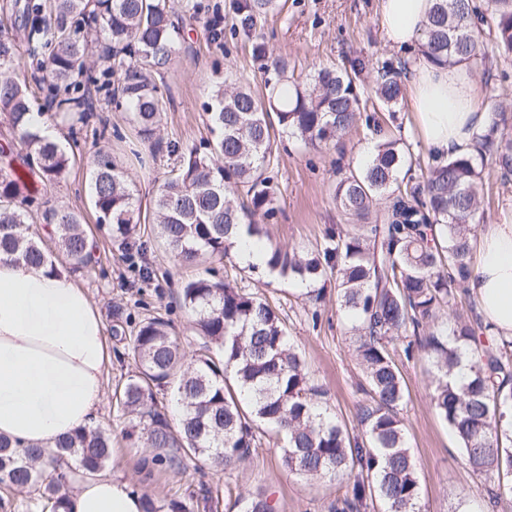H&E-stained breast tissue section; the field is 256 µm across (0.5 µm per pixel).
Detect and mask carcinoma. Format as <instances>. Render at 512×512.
Instances as JSON below:
<instances>
[{"instance_id":"obj_1","label":"carcinoma","mask_w":512,"mask_h":512,"mask_svg":"<svg viewBox=\"0 0 512 512\" xmlns=\"http://www.w3.org/2000/svg\"><path fill=\"white\" fill-rule=\"evenodd\" d=\"M179 0H13L10 16L25 21L36 37L33 55L42 70L41 94L30 89L17 42L0 21V113L17 151H0V255L21 266L58 270L61 259L73 272L100 266L96 241L82 215L60 206L43 213L45 236L28 233L46 188L74 165L77 139L66 146L43 135L46 112L69 124L88 125L86 91L108 87L109 103L129 111L137 134L175 164L158 187L151 223L158 238L183 264L221 261L241 245V233L261 241L259 221L275 218L276 131L317 147L336 141L361 114L362 100L346 73L322 68L304 82L288 75V60L271 61L275 81L265 92L218 83L207 111L211 140L204 149L163 142L156 131L166 102L151 74H159L179 50L175 22ZM279 8V0H238L241 23ZM490 15L474 0H434L423 25L422 53L438 65L472 63L485 56L479 26L491 22L498 46L512 53V0H491ZM116 85H111L112 76ZM375 96L394 107L403 99L401 72L385 65ZM366 123L381 136L370 159L340 178L336 206L358 220L326 227L313 250L267 249L270 274L298 281L311 301L322 299L319 284L335 281L336 305L351 320L354 353L369 399L358 405L361 434L352 436L330 412L325 390L310 376L290 343L287 327L269 301L215 274L187 279L180 306L190 315L202 352L185 362L167 320L149 316L125 321L136 371L121 378L113 397L137 438L152 455L139 469L179 468L202 461L227 469L261 444L264 425L280 443V458L299 479H322L346 487L332 512H421V488L401 410L405 383L389 346L402 344L404 358L419 353L431 364V399L460 443L466 465L512 494V341L497 342L482 322L441 313L453 306L457 289L472 273V240L482 188V168L469 156L429 166L422 180L400 178L408 162L397 141L373 115ZM496 161L512 172V131L491 141ZM90 198L97 226L112 241L130 245L142 230L141 212L122 171L106 152L90 160ZM383 217L364 224L379 201ZM147 246L125 258L141 277L150 275ZM469 356L467 383L451 380ZM170 388L179 413L172 429L158 392ZM112 458V439L86 425L51 449L25 447L0 435V486L39 490L37 512H71L69 486L100 473ZM143 512H195L194 496L156 500L142 495Z\"/></svg>"}]
</instances>
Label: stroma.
Returning <instances> with one entry per match:
<instances>
[{
    "label": "stroma",
    "mask_w": 512,
    "mask_h": 512,
    "mask_svg": "<svg viewBox=\"0 0 512 512\" xmlns=\"http://www.w3.org/2000/svg\"><path fill=\"white\" fill-rule=\"evenodd\" d=\"M191 2L198 13L186 20V36L178 53L156 77L166 100L160 134L164 140H175L185 147L210 137L205 103L216 82L240 80L253 91H263L266 76L252 55L255 40L264 41L269 52L287 59L295 75L303 77L324 67L347 73L361 98L369 100L375 97L377 71L382 65L406 72L417 60L416 53L386 45L379 0H285L283 9L258 19L247 31L242 29L235 10L237 0ZM216 15L223 19L224 36L215 41L206 21ZM483 38L485 57L470 67L480 85V106L488 112L500 111L502 121L512 127V54L498 47L494 31H485ZM382 118L386 134L401 140L411 153L410 178L421 180L432 158L415 127L409 101H402L394 111L383 112ZM90 124L107 126L109 137L98 140L79 135L76 162L64 179L48 187L46 201L52 206L70 207L81 213L85 224H94L88 161L102 149L116 157L137 204L142 211H149L158 186L173 166V157L159 152L150 169H141L127 140L130 116L112 108L105 92L97 94ZM376 140L373 129L362 120L336 142L315 150L304 149L295 138L281 134L272 171L277 183V217L267 224L264 243L312 248L321 242L326 225L347 223V216L332 198L333 187L349 166L361 162L367 146ZM482 160L483 190L476 222L483 225L512 220V175H502L491 149H483ZM98 241L107 250V258L95 273L78 275L77 280L109 332L112 365L107 373V389H114L133 368L123 344L111 335L116 323L111 315L113 308H120L127 318L157 314L169 318L187 357H194L201 340L190 329L189 316L178 300L180 281L194 276V269L180 265L154 238L147 251L153 275L145 280L111 252L107 236H99ZM263 291L280 309L290 341L312 377L327 389L332 412L350 431H357V406L364 399L359 387L361 369L347 334L350 319L336 306L334 286L325 288L324 298L316 307L288 280H273ZM315 310L320 313L316 322L311 319ZM430 370L424 358L402 367L408 388L403 416L420 479L423 512H455L461 502L469 512H512V496H505L501 505H493V482L473 474L466 466L457 438L431 402ZM93 421L112 436V460L105 475L139 486L160 500L204 486L218 504L216 512H238L239 501L259 492L272 501L275 512H330L331 505L345 492L335 482L291 475L282 465L276 445L266 442L223 471L189 462L179 469L156 472L147 480L138 469V461L147 451L129 447L124 438V420L112 402H105Z\"/></svg>",
    "instance_id": "obj_1"
}]
</instances>
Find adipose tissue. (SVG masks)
<instances>
[{
    "label": "adipose tissue",
    "instance_id": "adipose-tissue-1",
    "mask_svg": "<svg viewBox=\"0 0 512 512\" xmlns=\"http://www.w3.org/2000/svg\"><path fill=\"white\" fill-rule=\"evenodd\" d=\"M434 0H380L386 41L418 47ZM416 126L438 158L470 154L495 115L481 110L465 65L419 56L409 75ZM465 288L495 339L512 340V223L481 226ZM111 354L97 307L64 273L0 258V435L50 448L86 426L105 401ZM73 512H142L140 495L114 477L81 481Z\"/></svg>",
    "mask_w": 512,
    "mask_h": 512
}]
</instances>
